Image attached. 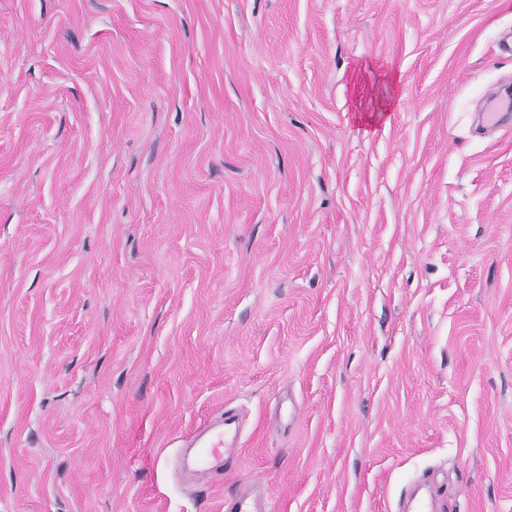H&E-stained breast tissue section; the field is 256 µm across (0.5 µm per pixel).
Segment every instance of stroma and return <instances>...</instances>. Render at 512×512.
<instances>
[{
    "label": "stroma",
    "mask_w": 512,
    "mask_h": 512,
    "mask_svg": "<svg viewBox=\"0 0 512 512\" xmlns=\"http://www.w3.org/2000/svg\"><path fill=\"white\" fill-rule=\"evenodd\" d=\"M512 0H0V512H512ZM244 448L184 472L224 405Z\"/></svg>",
    "instance_id": "stroma-1"
}]
</instances>
